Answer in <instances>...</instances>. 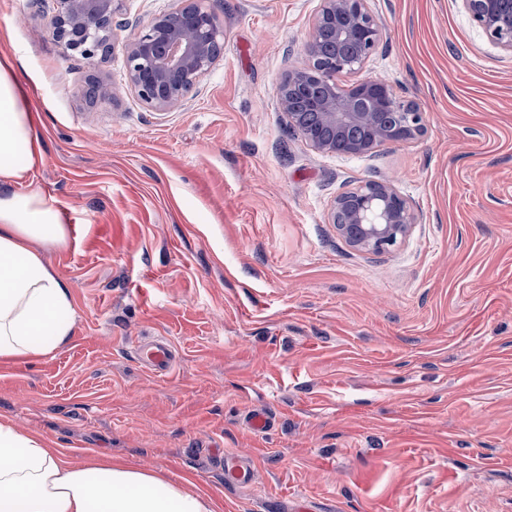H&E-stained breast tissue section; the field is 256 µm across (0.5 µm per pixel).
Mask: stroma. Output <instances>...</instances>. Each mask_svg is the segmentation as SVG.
Masks as SVG:
<instances>
[{
	"mask_svg": "<svg viewBox=\"0 0 512 512\" xmlns=\"http://www.w3.org/2000/svg\"><path fill=\"white\" fill-rule=\"evenodd\" d=\"M220 60L157 112L125 90L122 45L64 56L53 0H0V56L33 110V180L69 228L40 245L75 337L0 361V422L74 461L109 456L187 480L219 512L307 497L325 512H512V54L459 0H365L381 35L343 86L384 77L426 134L320 154L276 106L321 0H210ZM120 93L78 94L94 72ZM392 183L417 215L375 255L328 220ZM165 338L173 371L138 361ZM268 411L274 425L250 429ZM251 460L238 487L217 455Z\"/></svg>",
	"mask_w": 512,
	"mask_h": 512,
	"instance_id": "35a3bbf8",
	"label": "stroma"
}]
</instances>
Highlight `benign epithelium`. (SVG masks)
Wrapping results in <instances>:
<instances>
[{
    "label": "benign epithelium",
    "mask_w": 512,
    "mask_h": 512,
    "mask_svg": "<svg viewBox=\"0 0 512 512\" xmlns=\"http://www.w3.org/2000/svg\"><path fill=\"white\" fill-rule=\"evenodd\" d=\"M206 0H178L177 7L147 23L125 24L127 88L158 112L183 105L221 56L224 29ZM305 44L304 67L288 71L276 89L279 111L291 129L320 153L364 156L391 143L414 142L425 134L424 114L398 99L381 78L363 80L349 89L338 84L355 72L375 50L377 20L365 0H322ZM463 9L499 48L512 53V0H460ZM122 0H55L49 34L66 56L95 65L110 56L115 31L104 26ZM90 103L115 97L112 81L93 77ZM302 103L316 113L307 123L297 111ZM330 223L354 248L380 255L403 242L416 224L407 199L390 183L368 180L340 193L329 211Z\"/></svg>",
    "instance_id": "obj_1"
}]
</instances>
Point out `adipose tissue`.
Segmentation results:
<instances>
[{"label":"adipose tissue","mask_w":512,"mask_h":512,"mask_svg":"<svg viewBox=\"0 0 512 512\" xmlns=\"http://www.w3.org/2000/svg\"><path fill=\"white\" fill-rule=\"evenodd\" d=\"M38 113L9 57L0 58V360L53 355L74 336L69 289L37 246L61 245L59 211L22 182L42 157ZM0 512H215L185 485L101 457L60 460L36 438L0 423Z\"/></svg>","instance_id":"1"}]
</instances>
